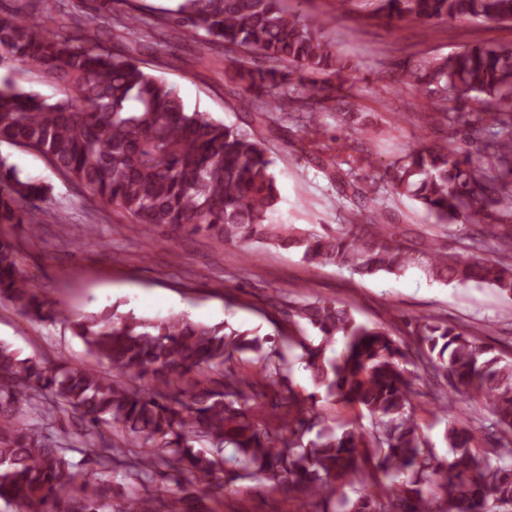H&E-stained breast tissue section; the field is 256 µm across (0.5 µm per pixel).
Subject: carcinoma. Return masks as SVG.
I'll list each match as a JSON object with an SVG mask.
<instances>
[{
    "label": "carcinoma",
    "mask_w": 512,
    "mask_h": 512,
    "mask_svg": "<svg viewBox=\"0 0 512 512\" xmlns=\"http://www.w3.org/2000/svg\"><path fill=\"white\" fill-rule=\"evenodd\" d=\"M390 20L503 21L512 0H364ZM168 38L202 31L233 61L234 95L255 90L260 114L325 107L326 87L312 81L293 94V68L349 81L354 65L324 39L323 25L282 0H183ZM105 16L83 15L63 37L19 13L0 16V65L10 64L51 94L0 78V144L34 152L94 197L160 228L204 232L226 244L294 249L317 266L353 274L422 271L458 286L485 284L512 298V47L475 44L422 63L400 65L399 83L431 100L416 118L462 129L449 113L476 108L496 127L478 155L416 148L391 175L392 191L420 203L445 226H464L472 248L498 243L494 258L450 252L435 241L407 246L380 222L372 190L337 176L354 201L350 221L317 233L278 224L274 160L265 130L188 107L178 87L140 59L162 45L157 26L136 13L113 19L114 52L99 39ZM46 185L20 176L0 156V225L46 223ZM0 302L78 337L96 365L21 357L0 341V501L15 512H214L207 500L262 478L296 501L297 512H512V360L457 324L430 317L410 339L359 322L338 301L288 304L290 325L306 322L314 343L290 329L260 337L228 322L207 325L182 315L144 318L114 306L84 315L33 289L18 250L0 236ZM300 354L293 355L294 351ZM254 355L258 378L233 369ZM309 371L303 396L292 359ZM108 364L107 374L99 365ZM481 399L490 417L448 422V459L436 462L413 399L439 408L448 396ZM367 415L369 425L330 424L322 401ZM112 432L117 454L94 451ZM82 454L74 461L71 453ZM122 482L112 481V463ZM172 488L160 489L156 475ZM361 484L351 499L345 487Z\"/></svg>",
    "instance_id": "obj_1"
}]
</instances>
